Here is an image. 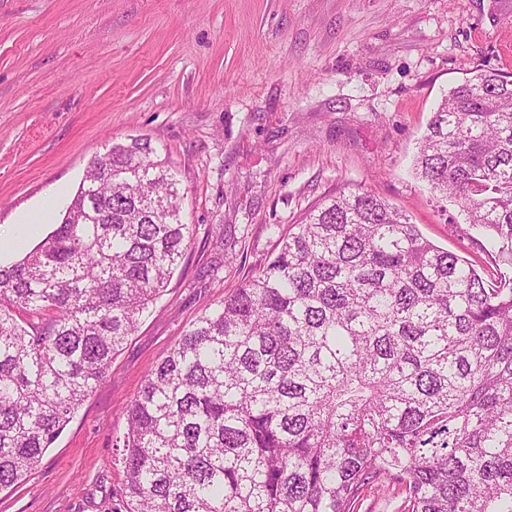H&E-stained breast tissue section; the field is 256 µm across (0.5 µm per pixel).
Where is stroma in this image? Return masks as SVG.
Returning <instances> with one entry per match:
<instances>
[{
  "mask_svg": "<svg viewBox=\"0 0 512 512\" xmlns=\"http://www.w3.org/2000/svg\"><path fill=\"white\" fill-rule=\"evenodd\" d=\"M512 0H0V225L59 223L92 159L150 141L192 242L0 512H123L115 444L145 375L266 263L274 231L368 189L488 281L487 235L412 171L441 98L502 50Z\"/></svg>",
  "mask_w": 512,
  "mask_h": 512,
  "instance_id": "obj_1",
  "label": "stroma"
}]
</instances>
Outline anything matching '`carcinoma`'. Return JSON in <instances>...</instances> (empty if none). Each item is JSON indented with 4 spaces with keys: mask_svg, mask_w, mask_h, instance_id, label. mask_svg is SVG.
Returning a JSON list of instances; mask_svg holds the SVG:
<instances>
[{
    "mask_svg": "<svg viewBox=\"0 0 512 512\" xmlns=\"http://www.w3.org/2000/svg\"><path fill=\"white\" fill-rule=\"evenodd\" d=\"M414 171L512 265V75L454 87ZM190 243L177 173L132 138L0 267V489L106 378ZM123 464L126 512H356L384 484L404 512H512V275L487 283L368 190L328 198L148 372Z\"/></svg>",
    "mask_w": 512,
    "mask_h": 512,
    "instance_id": "carcinoma-1",
    "label": "carcinoma"
}]
</instances>
